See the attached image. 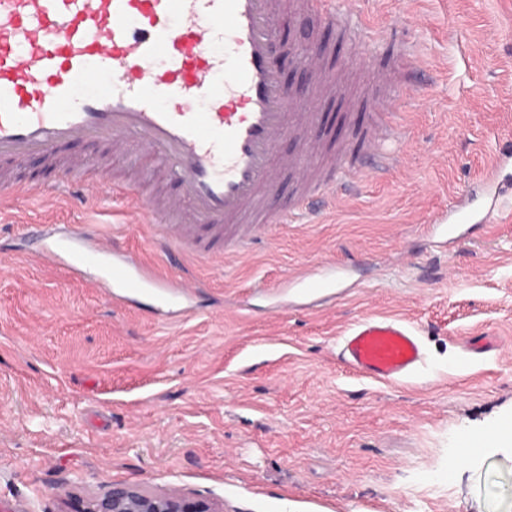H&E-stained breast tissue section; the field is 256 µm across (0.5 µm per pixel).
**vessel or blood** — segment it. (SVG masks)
Here are the masks:
<instances>
[{"label": "vessel or blood", "mask_w": 512, "mask_h": 512, "mask_svg": "<svg viewBox=\"0 0 512 512\" xmlns=\"http://www.w3.org/2000/svg\"><path fill=\"white\" fill-rule=\"evenodd\" d=\"M297 16L336 25L346 39L343 68L329 69L321 54L302 47L313 94L293 95L275 46L279 0H0V169L31 157L54 163L74 143L100 144L115 153L150 155L178 187L154 200L132 183L112 193L141 211L151 239L165 250L211 258L242 252L278 224H318L337 194H356L366 176L388 178L401 163L406 137L402 113L371 111L358 137L339 146L334 164L318 170L323 101L343 97L360 75L396 99L415 92L423 65L417 54L385 69L371 66L380 40L363 24L359 0H293ZM223 53H214V45ZM167 67H158V56ZM206 99L198 111V99ZM301 141L300 153L275 158L277 139ZM512 166L500 147L480 189L458 196L444 216L448 234L462 222L491 223L505 188L497 175ZM92 159L70 156L60 197L84 200L102 176ZM299 184L291 206L271 208L280 171ZM40 258L93 269L107 263L95 287L134 300L150 293L187 317L196 283L157 278L135 263L116 238L54 237ZM346 267L326 263L293 276L290 287L315 296L346 283ZM339 359L369 380L398 382L416 374L425 351L407 321L365 315L339 339Z\"/></svg>", "instance_id": "obj_1"}]
</instances>
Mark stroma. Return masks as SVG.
I'll return each instance as SVG.
<instances>
[{
	"label": "stroma",
	"instance_id": "stroma-1",
	"mask_svg": "<svg viewBox=\"0 0 512 512\" xmlns=\"http://www.w3.org/2000/svg\"><path fill=\"white\" fill-rule=\"evenodd\" d=\"M380 65L416 46L430 74L404 119L401 168L249 251L197 264L203 288L177 319L152 297L104 298L90 274L41 261V224L116 235L149 272L177 278L103 187L83 208L4 190L0 212V512H85L112 484L179 491L219 512H512V452L449 471L460 443L512 416V197L494 223L439 248L434 219L512 140V0H363ZM313 41L346 61L335 26L282 8L290 55ZM334 260L352 289L307 309L283 281ZM411 322L426 364L379 384L337 357L363 314ZM499 345L477 351L482 337Z\"/></svg>",
	"mask_w": 512,
	"mask_h": 512
}]
</instances>
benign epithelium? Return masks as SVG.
Returning a JSON list of instances; mask_svg holds the SVG:
<instances>
[{
    "label": "benign epithelium",
    "mask_w": 512,
    "mask_h": 512,
    "mask_svg": "<svg viewBox=\"0 0 512 512\" xmlns=\"http://www.w3.org/2000/svg\"><path fill=\"white\" fill-rule=\"evenodd\" d=\"M87 512H211L205 504L192 506L176 493L148 494L125 484H114L93 499Z\"/></svg>",
    "instance_id": "7a95c632"
}]
</instances>
